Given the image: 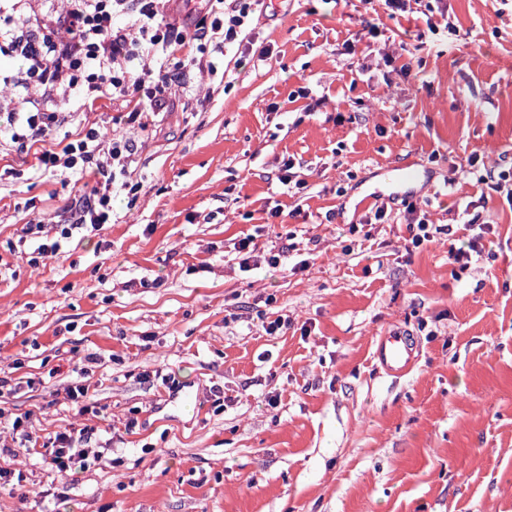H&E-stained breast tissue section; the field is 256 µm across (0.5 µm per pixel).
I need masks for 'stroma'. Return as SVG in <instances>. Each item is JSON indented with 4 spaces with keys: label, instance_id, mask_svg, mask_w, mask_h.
I'll return each mask as SVG.
<instances>
[{
    "label": "stroma",
    "instance_id": "stroma-1",
    "mask_svg": "<svg viewBox=\"0 0 512 512\" xmlns=\"http://www.w3.org/2000/svg\"><path fill=\"white\" fill-rule=\"evenodd\" d=\"M443 5L448 27L405 73L418 22L367 39L382 0H266L210 98L136 135L137 200L115 196L118 222L37 268L13 248L23 225L64 223L80 184L38 172L0 127L4 409L42 437L93 428L96 454L64 478L0 428V468L23 475L0 512H512V208L488 200L495 233L460 269L458 213L482 187L448 168L472 154L512 168V0ZM286 157L302 193L277 179ZM404 163L428 172L418 197L453 227L410 253L378 176ZM371 193L388 217L350 235ZM246 234L264 253L293 237L308 270H240ZM280 315L288 329L267 335ZM396 329L418 344L399 379L372 357ZM78 363L104 418L67 397ZM181 384L196 409L167 404Z\"/></svg>",
    "mask_w": 512,
    "mask_h": 512
}]
</instances>
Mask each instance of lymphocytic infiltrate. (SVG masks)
<instances>
[{
  "instance_id": "1",
  "label": "lymphocytic infiltrate",
  "mask_w": 512,
  "mask_h": 512,
  "mask_svg": "<svg viewBox=\"0 0 512 512\" xmlns=\"http://www.w3.org/2000/svg\"><path fill=\"white\" fill-rule=\"evenodd\" d=\"M18 2L0 0V54L21 58L26 76L0 78L9 90L8 110L0 116L18 148L42 143L39 169L72 173L82 183L71 223L61 226L58 240L36 247L30 259L36 268L58 255L73 230L112 223L114 193L139 192L127 179L137 152L131 137L86 126L62 145L52 137L56 128L108 101L123 104L125 123L148 133L168 112L173 91L192 96L191 73L216 74V58L265 0H194L183 14L178 0H66L64 10L32 18L18 17ZM159 59L166 69L153 68ZM11 428L40 446L43 462L59 475L89 456V428L72 427L44 442L27 431L25 418H14Z\"/></svg>"
}]
</instances>
